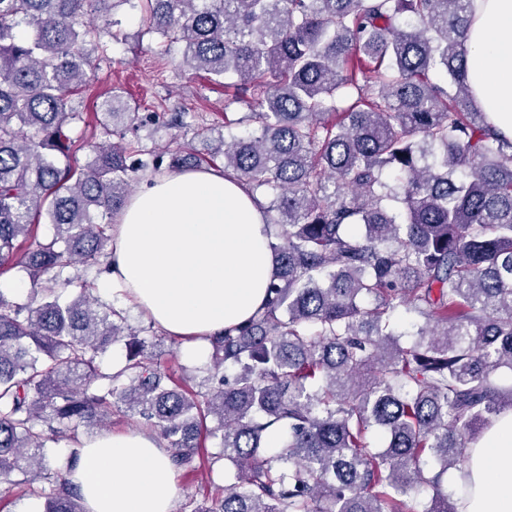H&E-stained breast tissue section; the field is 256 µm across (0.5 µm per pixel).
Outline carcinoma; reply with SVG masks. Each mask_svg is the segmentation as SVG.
I'll return each mask as SVG.
<instances>
[{"mask_svg":"<svg viewBox=\"0 0 512 512\" xmlns=\"http://www.w3.org/2000/svg\"><path fill=\"white\" fill-rule=\"evenodd\" d=\"M470 2L0 0V270L31 283L23 303L0 290L4 492L22 482L44 512H85L66 479L80 450L52 470L44 448L78 445L123 410L174 468L197 469L206 437L219 448L209 466L234 469L191 512H408L424 488L422 512H458L448 473L512 412L499 383L512 374V140L468 84ZM123 6L146 14L164 54L258 97L214 156L268 198L274 279L248 321L210 339V376L191 387L93 294L138 174L203 163L142 144L152 115L118 86L101 105L112 142L69 135ZM86 146L88 162L71 164ZM42 223L51 238L34 236ZM400 305L422 319L408 348L391 321ZM121 341L124 366L102 371Z\"/></svg>","mask_w":512,"mask_h":512,"instance_id":"1","label":"carcinoma"}]
</instances>
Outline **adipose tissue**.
Instances as JSON below:
<instances>
[{
  "label": "adipose tissue",
  "mask_w": 512,
  "mask_h": 512,
  "mask_svg": "<svg viewBox=\"0 0 512 512\" xmlns=\"http://www.w3.org/2000/svg\"><path fill=\"white\" fill-rule=\"evenodd\" d=\"M465 47L476 101L512 136V0H473ZM109 250L107 285L167 333L190 338L192 356L251 318L273 276L257 197L212 169L150 177L119 214ZM70 479L86 512H172L177 495L166 451L142 431L83 441ZM452 480L467 487L458 512H512V412Z\"/></svg>",
  "instance_id": "1"
}]
</instances>
